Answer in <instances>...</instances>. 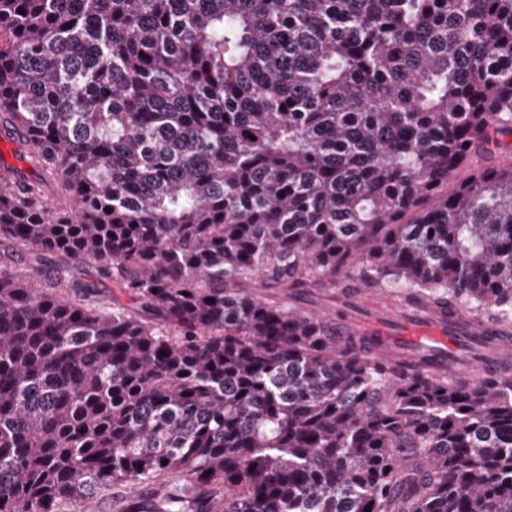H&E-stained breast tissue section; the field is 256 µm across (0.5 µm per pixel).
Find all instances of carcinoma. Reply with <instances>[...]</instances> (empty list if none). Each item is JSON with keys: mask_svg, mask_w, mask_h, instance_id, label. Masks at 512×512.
<instances>
[{"mask_svg": "<svg viewBox=\"0 0 512 512\" xmlns=\"http://www.w3.org/2000/svg\"><path fill=\"white\" fill-rule=\"evenodd\" d=\"M2 130L0 512H512V373L307 307L512 329V0H0ZM323 309L321 314L336 320V324L372 344L376 358L395 356L424 357L432 367H450L454 372L482 376L486 372L501 375L511 372L506 357L512 354V344L496 343L485 348L476 360L461 356L463 336H501L488 325H476L460 320L451 322L446 314L428 308L411 307L387 310L382 317L350 318L340 310Z\"/></svg>", "mask_w": 512, "mask_h": 512, "instance_id": "1", "label": "carcinoma"}]
</instances>
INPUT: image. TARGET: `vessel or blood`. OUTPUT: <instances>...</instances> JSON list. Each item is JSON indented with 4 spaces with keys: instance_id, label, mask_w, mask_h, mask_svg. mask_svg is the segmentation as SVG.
<instances>
[{
    "instance_id": "vessel-or-blood-1",
    "label": "vessel or blood",
    "mask_w": 512,
    "mask_h": 512,
    "mask_svg": "<svg viewBox=\"0 0 512 512\" xmlns=\"http://www.w3.org/2000/svg\"><path fill=\"white\" fill-rule=\"evenodd\" d=\"M324 315L348 332L368 339L373 355L381 359L422 357L430 366L448 367L462 375L512 372V366L507 363L512 345L507 343L485 348L475 360L462 356L463 337L490 335L491 329L486 325L452 322L447 315L417 306L390 309L381 317L352 318L338 309L325 310Z\"/></svg>"
}]
</instances>
